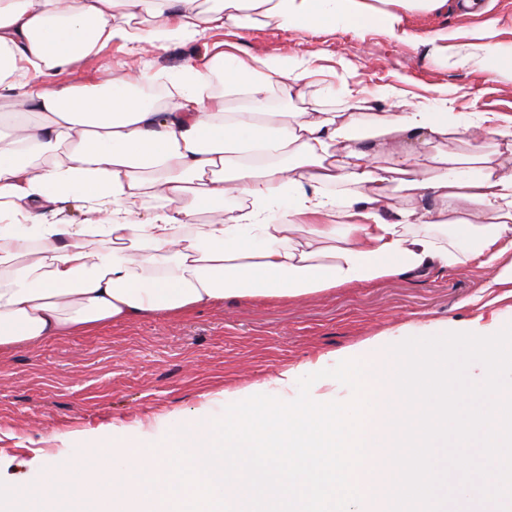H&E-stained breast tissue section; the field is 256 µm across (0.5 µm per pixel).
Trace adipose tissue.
<instances>
[{
  "mask_svg": "<svg viewBox=\"0 0 512 512\" xmlns=\"http://www.w3.org/2000/svg\"><path fill=\"white\" fill-rule=\"evenodd\" d=\"M446 0H0V356L148 314L186 316L225 299L299 300L433 267L478 263L512 288V139L461 155L452 137L512 128V115L425 98L401 112L335 68L218 42L156 67L146 49L224 29H374L422 40L412 17ZM487 26L481 63L512 71ZM123 77L75 78L110 48ZM223 92H215L214 80ZM345 106L328 109L322 97ZM304 112H287L293 99ZM439 168L426 175L425 159ZM224 203L222 219L198 223ZM85 221L63 222L65 206Z\"/></svg>",
  "mask_w": 512,
  "mask_h": 512,
  "instance_id": "adipose-tissue-1",
  "label": "adipose tissue"
}]
</instances>
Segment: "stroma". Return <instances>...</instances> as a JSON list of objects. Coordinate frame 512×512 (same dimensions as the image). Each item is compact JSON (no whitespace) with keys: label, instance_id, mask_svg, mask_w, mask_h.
I'll return each instance as SVG.
<instances>
[{"label":"stroma","instance_id":"1","mask_svg":"<svg viewBox=\"0 0 512 512\" xmlns=\"http://www.w3.org/2000/svg\"><path fill=\"white\" fill-rule=\"evenodd\" d=\"M457 2L411 21L421 35L433 28L455 31L447 57L437 63L425 46L382 32L359 41L349 33L326 39L257 27L241 44L258 54L314 55L324 66L358 49L365 65L337 69L336 76L363 94L390 83L405 109L443 96L459 111L512 114L511 74L455 62L457 52L474 51L486 21H497L502 41L512 42V0H481L467 17ZM484 283L476 266L461 275L433 268L295 301L231 298L183 318L148 316L18 349L0 358V480H37L42 456L69 455L89 467L94 452L73 435L121 423L146 426L207 401L217 410L224 389L263 381L398 326L474 319L491 299Z\"/></svg>","mask_w":512,"mask_h":512}]
</instances>
